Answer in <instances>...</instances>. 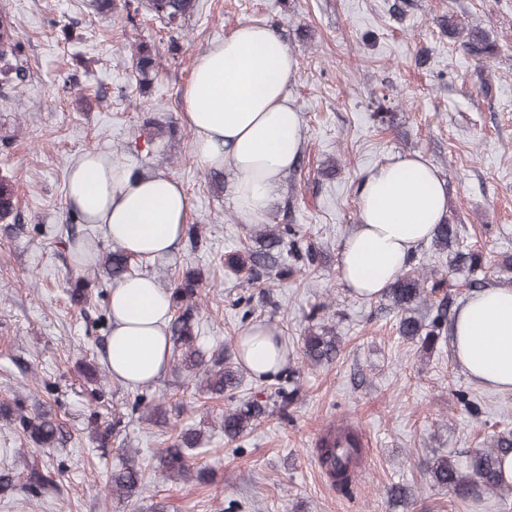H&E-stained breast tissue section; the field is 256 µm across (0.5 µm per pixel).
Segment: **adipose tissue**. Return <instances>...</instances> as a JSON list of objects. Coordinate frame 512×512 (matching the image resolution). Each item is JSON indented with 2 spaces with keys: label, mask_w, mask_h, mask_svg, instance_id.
Masks as SVG:
<instances>
[{
  "label": "adipose tissue",
  "mask_w": 512,
  "mask_h": 512,
  "mask_svg": "<svg viewBox=\"0 0 512 512\" xmlns=\"http://www.w3.org/2000/svg\"><path fill=\"white\" fill-rule=\"evenodd\" d=\"M297 73L294 54L268 26L243 24L200 52L182 94V121L194 134L193 153L205 170L232 175L245 221L268 211L282 177L301 149V118L286 86ZM67 200L86 223L143 262L181 243L190 208L183 185L166 172L144 177L111 157L89 152L70 168ZM358 222L338 251L341 283L375 299L397 279L416 248L448 214V190L438 169L420 156L399 155L371 170L357 190ZM112 331L105 364L130 387L156 381L169 363L168 291L144 274L112 285ZM454 360L478 385L512 392V289L489 285L458 307L451 326ZM234 347L254 375L283 365L273 328L246 329Z\"/></svg>",
  "instance_id": "ef3b65f1"
}]
</instances>
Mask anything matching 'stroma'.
<instances>
[{
    "instance_id": "1",
    "label": "stroma",
    "mask_w": 512,
    "mask_h": 512,
    "mask_svg": "<svg viewBox=\"0 0 512 512\" xmlns=\"http://www.w3.org/2000/svg\"><path fill=\"white\" fill-rule=\"evenodd\" d=\"M394 2L202 0L174 31L152 17L147 0H134L130 18L96 14L90 0H0L15 19L16 64L25 73L20 83L0 80V178L18 196L16 217L0 221V401L25 396L66 434L45 453L0 418V470L18 475L35 466L57 483L38 502L19 491L0 497V512H154L158 503L165 512H512V491L465 507L423 472L425 459L512 432V393L487 390L447 352L402 338L398 310L350 294L338 277L337 250L358 221L361 179L392 156L418 153L445 178L448 213L464 245L482 252L487 280L508 279L497 262L512 253V0H407L401 14ZM450 17L496 42L490 66L448 38L442 22ZM55 19L69 23L70 40L52 27ZM243 23L273 28L298 65L288 96L301 117L302 151L264 221L297 225L322 252L318 266L274 280L271 301L249 291V317L236 304L247 291L227 275L224 255L247 244L250 226L230 177L217 183L198 167L192 135L179 125L196 56ZM141 43L157 61L144 83L129 64ZM381 99L391 108L383 123L371 117ZM152 118L179 130L165 137L160 156L130 151ZM90 150L184 185L193 241L134 270L163 286L195 272L206 351L230 347L252 324L278 330L299 371L300 397L288 412L269 402L249 434L231 441L222 420L233 403L205 394L201 371L170 367L153 382L166 401V426L132 415L131 389L103 378L109 335L96 324L100 285L89 286L87 303L72 299V252L55 238L69 210L70 167ZM320 303L342 348L334 362L314 365L303 338ZM461 392L481 402V418L461 415ZM116 418L119 435L101 447V431ZM341 418L360 425L370 443L350 497L336 493L314 456ZM178 429L199 435L194 462L205 480H172L159 469L156 453ZM126 458L142 468L143 486L127 502L106 500L105 482ZM397 484L412 490L414 504L391 498Z\"/></svg>"
}]
</instances>
